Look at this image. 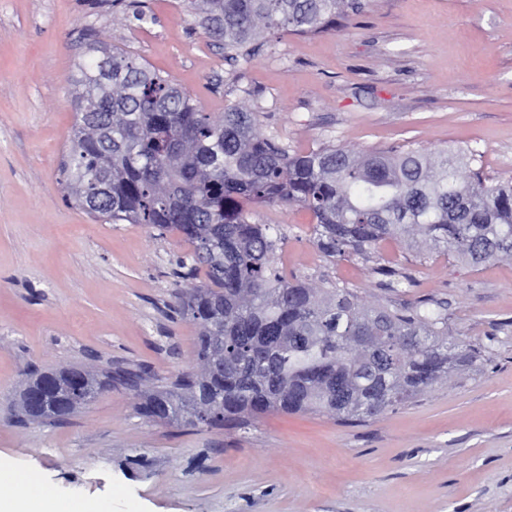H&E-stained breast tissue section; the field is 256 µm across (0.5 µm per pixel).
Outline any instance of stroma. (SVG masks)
Wrapping results in <instances>:
<instances>
[{"label":"stroma","mask_w":512,"mask_h":512,"mask_svg":"<svg viewBox=\"0 0 512 512\" xmlns=\"http://www.w3.org/2000/svg\"><path fill=\"white\" fill-rule=\"evenodd\" d=\"M332 30L265 32L235 60L188 0H0V457L39 470L50 496L108 498L112 512H512V261L473 267L383 244L412 284L325 257L310 216L256 207L286 235L278 263L341 280L371 304L443 303L448 336L482 355L365 423L270 413L211 429L136 407L198 367V329L173 309L192 288L188 247L107 224L63 200L71 76L86 34L170 78L203 111L239 105L291 149L464 148L488 182L512 180V0H363ZM145 12L136 20V12ZM144 370L63 424L18 422L27 373Z\"/></svg>","instance_id":"obj_1"}]
</instances>
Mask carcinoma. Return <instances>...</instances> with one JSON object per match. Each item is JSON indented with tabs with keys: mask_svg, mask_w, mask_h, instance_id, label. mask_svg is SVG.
I'll use <instances>...</instances> for the list:
<instances>
[{
	"mask_svg": "<svg viewBox=\"0 0 512 512\" xmlns=\"http://www.w3.org/2000/svg\"><path fill=\"white\" fill-rule=\"evenodd\" d=\"M200 25L230 60L250 53L267 29L325 32L356 12L358 0H193ZM72 79L73 135L60 166L65 200L96 220L142 224L192 245L179 257L183 278L200 280L177 297L198 327L200 369L153 390L139 414L220 428L268 413H319L341 422L375 419L453 372L481 351L448 342L441 305H370L329 279L287 277L277 263L285 235L251 222L253 207L288 203L311 212L314 244L327 258L374 264L393 278L379 245L401 242L419 257L442 253L476 266L512 259V181L486 184L462 149L427 154L333 145L299 152L261 136L258 115L231 107L204 112L169 78L124 52L92 42ZM224 337V367L212 337ZM77 367L27 379L28 421L63 423L71 412L60 387ZM130 370L97 375L96 387L134 386ZM224 412L209 421L198 409Z\"/></svg>",
	"mask_w": 512,
	"mask_h": 512,
	"instance_id": "obj_1",
	"label": "carcinoma"
}]
</instances>
